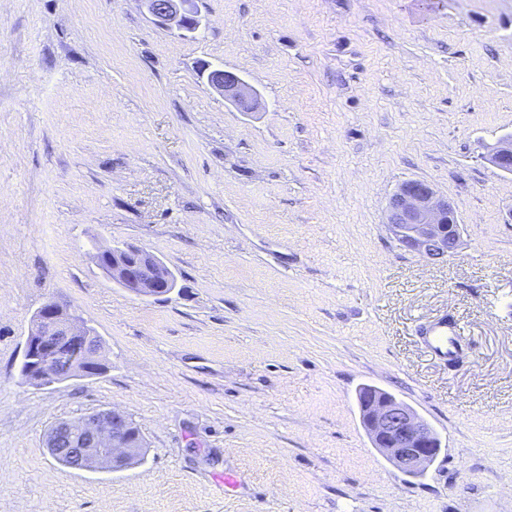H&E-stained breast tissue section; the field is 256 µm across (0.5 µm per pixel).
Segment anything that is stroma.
<instances>
[{
  "mask_svg": "<svg viewBox=\"0 0 512 512\" xmlns=\"http://www.w3.org/2000/svg\"><path fill=\"white\" fill-rule=\"evenodd\" d=\"M199 9L184 37L142 0H0V512H512V175L481 158L512 133V0ZM414 178L454 202L455 256L389 230ZM112 245L174 289L112 282ZM51 298L95 330L101 374L21 379ZM444 315L453 363L420 335ZM366 385L437 433L424 475L373 448ZM105 409L140 428L138 463L49 454L55 422ZM207 85L237 105L243 111L258 108L259 100L256 92L237 74L220 68L206 67L202 71ZM109 268L106 275L137 297H153L171 291L172 275L164 273L163 263L141 247H110L98 252Z\"/></svg>",
  "mask_w": 512,
  "mask_h": 512,
  "instance_id": "stroma-1",
  "label": "stroma"
}]
</instances>
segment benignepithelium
<instances>
[{
    "label": "benign epithelium",
    "mask_w": 512,
    "mask_h": 512,
    "mask_svg": "<svg viewBox=\"0 0 512 512\" xmlns=\"http://www.w3.org/2000/svg\"><path fill=\"white\" fill-rule=\"evenodd\" d=\"M153 20L187 37L201 24L198 0H142ZM207 85L248 112L258 108L256 92L237 74L220 68L202 71ZM485 159L499 171L512 174V137H501ZM387 223L403 248L428 260L457 253L461 242L456 207L423 180L402 182L392 194ZM109 268L106 275L137 297L170 292L172 275L163 263L141 247H110L98 252ZM87 325L68 306L49 300L40 308L26 340L30 382L47 386L74 376H86L102 363L101 345L85 340ZM362 425L373 446L398 470L419 477L440 453L434 429L404 401L371 387L359 395ZM46 448L66 467L120 470L137 458L143 438H134L129 419L116 410L94 411L78 420L52 426Z\"/></svg>",
    "instance_id": "7a95c632"
}]
</instances>
